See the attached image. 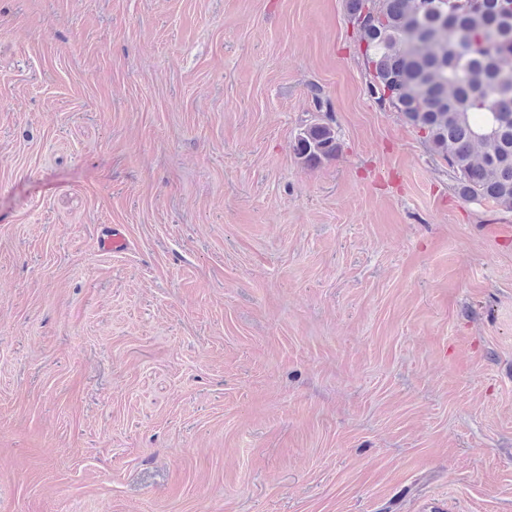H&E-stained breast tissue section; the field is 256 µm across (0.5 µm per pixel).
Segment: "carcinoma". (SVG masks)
Segmentation results:
<instances>
[{"mask_svg":"<svg viewBox=\"0 0 512 512\" xmlns=\"http://www.w3.org/2000/svg\"><path fill=\"white\" fill-rule=\"evenodd\" d=\"M371 95L401 112L453 169L458 193L512 210V0H349ZM328 123L296 137L315 166Z\"/></svg>","mask_w":512,"mask_h":512,"instance_id":"1","label":"carcinoma"}]
</instances>
